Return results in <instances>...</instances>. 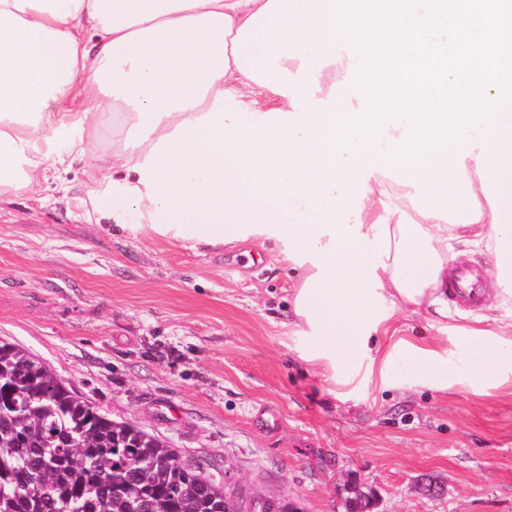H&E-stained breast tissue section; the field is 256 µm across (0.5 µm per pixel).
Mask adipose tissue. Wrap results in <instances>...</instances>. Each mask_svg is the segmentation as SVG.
<instances>
[{
  "instance_id": "ef3b65f1",
  "label": "adipose tissue",
  "mask_w": 512,
  "mask_h": 512,
  "mask_svg": "<svg viewBox=\"0 0 512 512\" xmlns=\"http://www.w3.org/2000/svg\"><path fill=\"white\" fill-rule=\"evenodd\" d=\"M336 0H0V193H35L83 161L109 96L112 157L90 172L94 213L124 224L118 195L155 232L223 246L273 232L299 269L295 324L307 357L345 380L386 330L387 308L446 313L458 248H485L512 305V106L473 132L469 155L398 169L330 160L334 112L356 91L326 11ZM75 109L61 111L60 103ZM471 367L407 343L436 389L512 382V323L453 326Z\"/></svg>"
}]
</instances>
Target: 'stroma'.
<instances>
[{
  "label": "stroma",
  "instance_id": "stroma-1",
  "mask_svg": "<svg viewBox=\"0 0 512 512\" xmlns=\"http://www.w3.org/2000/svg\"><path fill=\"white\" fill-rule=\"evenodd\" d=\"M81 168L33 195H0V339L106 411L198 459L235 496L344 512L350 484L374 512H512V383L429 389L404 342L449 348L448 328L512 321L396 311L347 382L302 356L288 325L297 272L281 243L218 248L97 223ZM433 491H426V484Z\"/></svg>",
  "mask_w": 512,
  "mask_h": 512
}]
</instances>
